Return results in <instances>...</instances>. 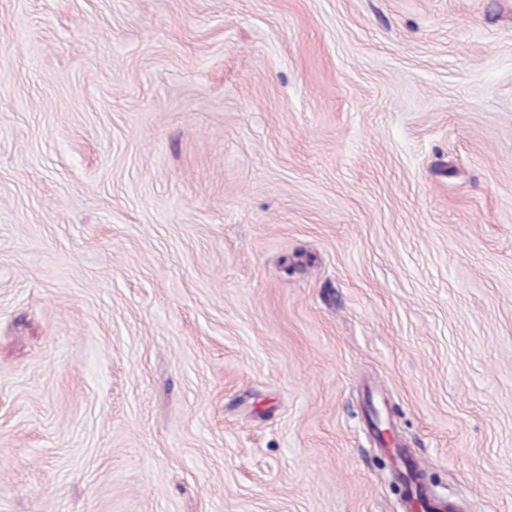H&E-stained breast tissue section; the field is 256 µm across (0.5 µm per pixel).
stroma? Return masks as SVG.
<instances>
[{
	"instance_id": "1",
	"label": "stroma",
	"mask_w": 512,
	"mask_h": 512,
	"mask_svg": "<svg viewBox=\"0 0 512 512\" xmlns=\"http://www.w3.org/2000/svg\"><path fill=\"white\" fill-rule=\"evenodd\" d=\"M512 512V0H0V512ZM410 496L406 498V512H447L453 507L452 504L445 503L442 500L431 498L424 488H418L417 482L410 483Z\"/></svg>"
}]
</instances>
